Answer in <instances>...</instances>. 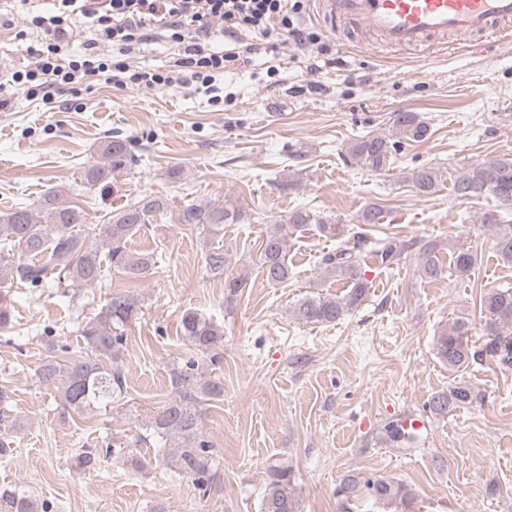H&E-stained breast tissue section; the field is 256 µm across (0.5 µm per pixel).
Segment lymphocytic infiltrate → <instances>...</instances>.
<instances>
[{
    "instance_id": "f902f5d3",
    "label": "lymphocytic infiltrate",
    "mask_w": 512,
    "mask_h": 512,
    "mask_svg": "<svg viewBox=\"0 0 512 512\" xmlns=\"http://www.w3.org/2000/svg\"><path fill=\"white\" fill-rule=\"evenodd\" d=\"M306 0H58L54 11L27 16L41 36L32 49L33 62L0 82V109L7 102L5 89L31 100L55 106L58 94L78 92L80 86L103 79L113 87L163 90L192 85L216 106L223 105L224 75L242 54L277 53L280 43L299 47L319 44V34L303 27ZM91 20L94 36L83 52H70L78 19ZM248 31L258 43L242 52L214 49L215 39ZM278 33L279 42L269 39ZM175 44L177 56L168 68L139 66L134 56L152 37Z\"/></svg>"
}]
</instances>
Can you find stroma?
I'll return each instance as SVG.
<instances>
[{
  "label": "stroma",
  "mask_w": 512,
  "mask_h": 512,
  "mask_svg": "<svg viewBox=\"0 0 512 512\" xmlns=\"http://www.w3.org/2000/svg\"><path fill=\"white\" fill-rule=\"evenodd\" d=\"M51 6L15 4L12 28L0 27V78L31 64L26 48L36 37L16 32L27 12ZM302 24L319 33L330 63L315 64V48L288 45L270 78L264 56H255L225 74L235 100L220 111L189 87L119 91L102 81L58 95L53 110L20 94L0 110V214L37 207L49 191L93 225L147 196L167 202L130 242L155 265L136 288L143 314L126 331V393L112 411L60 421L54 393L36 373L47 357L65 363L84 354L79 325L124 291V277L108 269L98 286L6 289L15 327L0 334V387L12 392L9 416L19 429L12 455L0 457V486L34 495L49 512H259L267 468L282 464L298 475L303 512H341L334 491L349 472L397 478L415 493L409 505L364 494L353 512H512V370L488 358L452 372L434 352L435 336L456 315L478 317L480 291L512 284V267L498 262L492 244L496 224H512V208L451 191L463 167L512 155V40L425 53L333 35L311 6ZM400 112L427 124L425 140L403 142L382 171L349 155L357 140L389 134ZM112 140L128 147L125 167L84 184L85 168ZM422 166L440 177L429 196L408 180ZM227 200L244 218L225 226L223 245L248 275L230 306L223 280L205 269L207 238L178 221L188 204ZM371 204L385 213L377 234L437 241L441 261L457 245L473 247L474 277L422 278L416 248L389 269L368 257L361 306L333 324L298 322L297 299L341 295L347 283L323 269L332 245L309 229L288 240V283L268 284L259 263L267 230L295 208L355 225ZM487 213L496 224L484 223ZM188 309L224 328L222 365L199 359L224 381L223 401L208 404L202 422L219 460L209 493L161 467L136 474L109 458L79 467L78 449L115 432L137 438L167 400L169 368L195 355L180 329ZM456 382L479 388L483 400L424 416L430 397ZM419 415L425 422L413 446L392 445L386 425Z\"/></svg>",
  "instance_id": "stroma-1"
}]
</instances>
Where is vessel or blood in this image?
Returning a JSON list of instances; mask_svg holds the SVG:
<instances>
[{"instance_id": "b4317fda", "label": "vessel or blood", "mask_w": 512, "mask_h": 512, "mask_svg": "<svg viewBox=\"0 0 512 512\" xmlns=\"http://www.w3.org/2000/svg\"><path fill=\"white\" fill-rule=\"evenodd\" d=\"M329 32L376 33L383 43L412 49L460 36L466 51L512 37V0H318Z\"/></svg>"}]
</instances>
